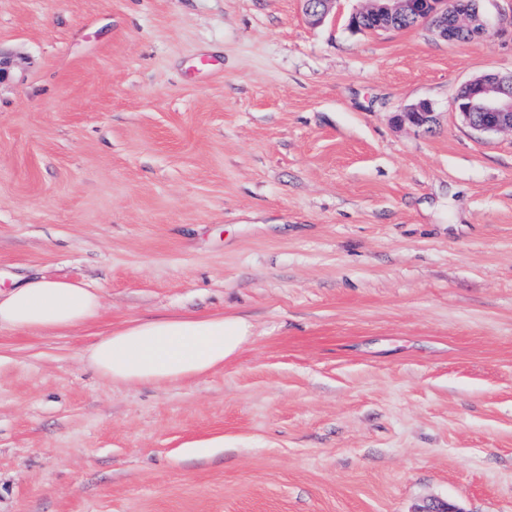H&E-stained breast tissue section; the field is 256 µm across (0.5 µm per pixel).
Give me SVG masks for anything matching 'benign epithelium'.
Here are the masks:
<instances>
[{"mask_svg":"<svg viewBox=\"0 0 512 512\" xmlns=\"http://www.w3.org/2000/svg\"><path fill=\"white\" fill-rule=\"evenodd\" d=\"M304 14L315 24L323 23L336 6V0H301ZM467 16L478 32L486 29L480 0H371L366 10H357L348 17V26L358 28L366 14L385 21L406 20L413 25H426L445 40L454 39L448 23V12ZM452 109L462 122L479 134L512 131V75L502 77L488 73L466 82L454 98ZM432 108L420 103L403 112L402 118L416 126L431 121Z\"/></svg>","mask_w":512,"mask_h":512,"instance_id":"obj_1","label":"benign epithelium"}]
</instances>
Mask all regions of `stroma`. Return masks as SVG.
<instances>
[{
  "instance_id": "1",
  "label": "stroma",
  "mask_w": 512,
  "mask_h": 512,
  "mask_svg": "<svg viewBox=\"0 0 512 512\" xmlns=\"http://www.w3.org/2000/svg\"><path fill=\"white\" fill-rule=\"evenodd\" d=\"M365 3L0 0V283L102 304L0 330V512H512V132L451 108L512 74V0L466 41L348 29ZM214 313L250 339L205 378L83 359ZM304 14L314 23L321 24L336 6L335 0H301ZM100 309L99 295L78 282L41 276L0 289V329L61 334L89 325Z\"/></svg>"
}]
</instances>
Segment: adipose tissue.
<instances>
[{"mask_svg": "<svg viewBox=\"0 0 512 512\" xmlns=\"http://www.w3.org/2000/svg\"><path fill=\"white\" fill-rule=\"evenodd\" d=\"M100 297L78 282L33 277L0 289V329L64 333L99 315ZM249 338L241 317L134 321L101 334L83 357L103 379L117 384L178 383L223 367Z\"/></svg>", "mask_w": 512, "mask_h": 512, "instance_id": "obj_1", "label": "adipose tissue"}]
</instances>
